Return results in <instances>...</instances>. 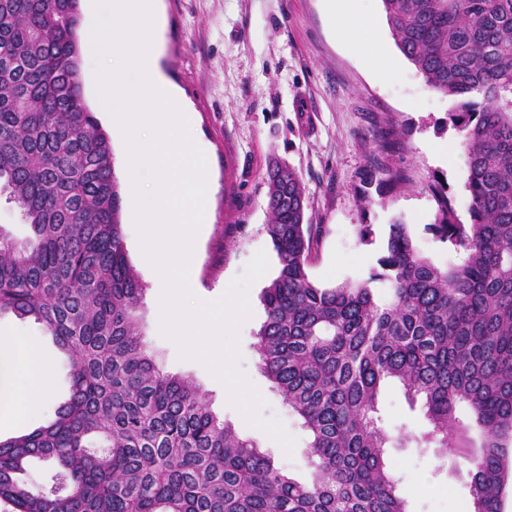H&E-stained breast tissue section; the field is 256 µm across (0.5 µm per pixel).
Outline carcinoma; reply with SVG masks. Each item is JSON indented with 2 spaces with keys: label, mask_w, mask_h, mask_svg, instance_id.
Returning <instances> with one entry per match:
<instances>
[{
  "label": "carcinoma",
  "mask_w": 512,
  "mask_h": 512,
  "mask_svg": "<svg viewBox=\"0 0 512 512\" xmlns=\"http://www.w3.org/2000/svg\"><path fill=\"white\" fill-rule=\"evenodd\" d=\"M391 35L451 105L471 197L461 222L434 180L429 230L463 256L442 269L410 225H388L378 268L335 287L309 276L314 249L300 176L274 162L265 232L277 276L256 349L309 432L312 482L294 480L165 372L141 339L145 288L122 231L112 145L84 97L79 0H0V198L31 235L0 232V314L31 319L70 362L69 399L47 425L0 441L11 512H407L377 416L381 385L421 400L418 448L468 464L473 512H502L512 477V0H381ZM465 404L468 424L457 416ZM474 428L481 443L457 448ZM56 463L64 491L19 475Z\"/></svg>",
  "instance_id": "1"
}]
</instances>
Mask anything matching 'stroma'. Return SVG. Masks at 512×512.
Instances as JSON below:
<instances>
[{
  "mask_svg": "<svg viewBox=\"0 0 512 512\" xmlns=\"http://www.w3.org/2000/svg\"><path fill=\"white\" fill-rule=\"evenodd\" d=\"M368 8L387 54L383 62L362 54L341 33L327 0H156L159 64L192 116L211 171L207 222L193 270L195 294L207 301L220 297L256 252H266L269 269L248 290L252 315L238 331L237 367L266 401L262 417L279 419L293 437L292 454L247 424L224 385L201 363L180 358L177 344L162 334L158 282L135 226H122L128 257L146 287L142 339L159 365L198 386L218 418L301 482L312 472L309 434L262 373L256 351L266 319L261 293L278 266L264 230L268 166L276 160L290 164L306 187L316 239L309 275L322 287L364 279L397 217L410 224L415 246L436 266L459 262V254L427 229L437 211L428 189L433 179L447 182L457 218L469 219L468 166L442 154L461 141L456 131L440 127L448 98L428 87L401 54L381 0H369ZM370 165L399 169L405 182L368 204L360 194V174ZM362 224L372 225L371 242L359 241ZM22 334L37 337L49 362L54 402L26 421L0 425L2 441L46 424L68 398L67 369L50 338L33 321L0 316V337ZM378 409L392 436H419L430 428L398 381L384 384ZM384 462L409 492L408 512H472L469 479L458 469L457 456L410 445L385 449Z\"/></svg>",
  "mask_w": 512,
  "mask_h": 512,
  "instance_id": "obj_1",
  "label": "stroma"
}]
</instances>
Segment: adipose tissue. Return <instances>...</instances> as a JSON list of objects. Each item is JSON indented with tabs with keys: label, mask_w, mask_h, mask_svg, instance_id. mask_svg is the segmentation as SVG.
Returning <instances> with one entry per match:
<instances>
[{
	"label": "adipose tissue",
	"mask_w": 512,
	"mask_h": 512,
	"mask_svg": "<svg viewBox=\"0 0 512 512\" xmlns=\"http://www.w3.org/2000/svg\"><path fill=\"white\" fill-rule=\"evenodd\" d=\"M364 0H333L331 13L341 27L351 32L354 44L365 54L383 58L381 43L372 32V19ZM7 358H0V389L9 393L7 418L20 422L37 409L48 405L52 397L49 365L34 337L13 336Z\"/></svg>",
	"instance_id": "adipose-tissue-1"
}]
</instances>
